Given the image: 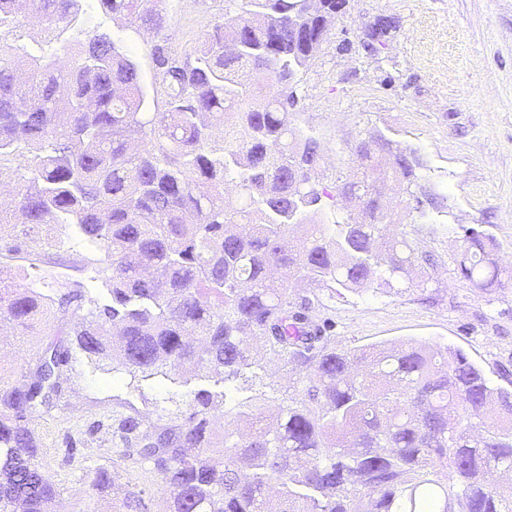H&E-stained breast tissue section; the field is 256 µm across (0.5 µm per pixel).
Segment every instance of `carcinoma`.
I'll use <instances>...</instances> for the list:
<instances>
[{
  "instance_id": "1",
  "label": "carcinoma",
  "mask_w": 512,
  "mask_h": 512,
  "mask_svg": "<svg viewBox=\"0 0 512 512\" xmlns=\"http://www.w3.org/2000/svg\"><path fill=\"white\" fill-rule=\"evenodd\" d=\"M84 0H0V27L32 13L42 31H75L68 65L44 48L0 49V162L21 148L32 164L10 174L0 207V251L20 229L35 252L46 224H73L110 271V303L75 331L88 357L131 379L187 369L226 383L263 379L258 351L305 386L275 414L249 403L247 430L224 424L217 395L200 389L183 422L141 430L116 419L124 442L160 480L162 512H512V388L493 384L458 349L427 342L339 351L327 324L296 309L291 284L363 292L395 290L429 255L381 205L357 223H325L319 140L290 120L296 76L327 34L308 0H247L219 17L193 52L168 46L165 0H96L104 18L151 31L165 111L149 109L141 69L112 30L77 27ZM272 84L261 86L256 76ZM150 136L142 147L133 135ZM353 155L363 170L339 185L376 199L390 176L410 197H430L418 151L367 131ZM495 236L467 228L456 260L474 288H503ZM58 297L0 278V322L26 334L54 306L84 298L57 282ZM69 349L47 344L36 367L0 374V512H50L54 484L36 463L33 414L59 392ZM98 470L89 491H107Z\"/></svg>"
}]
</instances>
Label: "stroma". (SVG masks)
Wrapping results in <instances>:
<instances>
[{
  "label": "stroma",
  "instance_id": "1",
  "mask_svg": "<svg viewBox=\"0 0 512 512\" xmlns=\"http://www.w3.org/2000/svg\"><path fill=\"white\" fill-rule=\"evenodd\" d=\"M245 6L246 0H168L171 48L184 54L224 11L236 14ZM380 17L396 20L397 30L384 48L370 53L363 47L365 33ZM112 29L156 93L152 111H163L149 33L122 22ZM296 91L295 122L319 137L325 157L321 186L331 190L353 178L357 164L350 146L377 128L418 150L423 181L438 202L417 211L399 188L390 191L395 221L433 258L423 271L425 290L300 289V296H318L314 314L329 320L333 344L353 351L425 341L461 350L494 383L512 377V288L471 287L456 264L464 229L484 227L497 239L502 264L512 267V0H348L327 41L300 72ZM42 235L50 241L45 252L2 254L0 274L45 294L62 277L87 302L55 309L49 329L35 328L23 339L0 326V370H14L22 352L36 360L51 342L69 349L58 395L32 421L38 464L60 492L57 510L108 512V500L87 492L93 472L105 468L118 489L144 491L148 512H158L156 473L151 464L118 456L112 422L134 416L148 430L180 424L195 392L213 389L214 380L203 372L159 375L134 386L124 372L91 361L76 346L73 330L93 303L109 301L100 252L71 225H49ZM298 380L269 363L263 380L227 395L217 417L233 419L247 399L277 407L284 388Z\"/></svg>",
  "mask_w": 512,
  "mask_h": 512
}]
</instances>
